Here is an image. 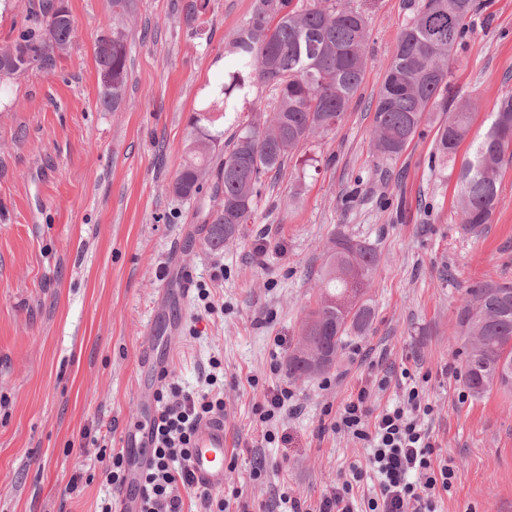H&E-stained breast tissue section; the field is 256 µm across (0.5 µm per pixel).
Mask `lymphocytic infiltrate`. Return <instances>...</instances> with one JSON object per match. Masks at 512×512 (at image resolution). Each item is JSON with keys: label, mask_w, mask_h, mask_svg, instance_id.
<instances>
[{"label": "lymphocytic infiltrate", "mask_w": 512, "mask_h": 512, "mask_svg": "<svg viewBox=\"0 0 512 512\" xmlns=\"http://www.w3.org/2000/svg\"><path fill=\"white\" fill-rule=\"evenodd\" d=\"M293 393L285 387L264 392L255 414L267 442L276 439L278 421L292 408ZM159 409L150 430L151 458L139 486L141 512H184L178 486L192 483L188 459L198 424L224 415V400L169 384L157 393ZM434 407L425 389L410 381L399 401L375 413L365 393L351 397L333 423L337 434L364 445L366 467L350 466L316 503L280 495V512H355V495L366 472H373L378 489L367 512H437L440 492L449 491L454 469L443 458L436 440L424 427Z\"/></svg>", "instance_id": "obj_1"}]
</instances>
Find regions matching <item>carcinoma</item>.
I'll return each instance as SVG.
<instances>
[{"mask_svg":"<svg viewBox=\"0 0 512 512\" xmlns=\"http://www.w3.org/2000/svg\"><path fill=\"white\" fill-rule=\"evenodd\" d=\"M211 0H185L186 23L196 24ZM475 0H417L386 63L375 102L374 148L383 158L400 155L427 112L448 113L437 153L453 159L471 126L472 103L448 100L455 51L472 30ZM62 7L46 0L27 16L10 43L0 45L10 81L34 64L51 65L72 42L60 19ZM136 0H112V24L95 42L100 103L117 111L125 99L129 24ZM368 17L357 0H254L249 16L227 46L230 69L216 92L202 101L192 122L185 160L171 185L183 199H208V236L213 246L233 238L257 209L269 174L316 135L339 124L361 87L367 67ZM272 92L273 106L243 122L239 101L257 89ZM236 125L216 170L210 162L223 139L216 120ZM512 162V92L501 97L491 124L463 159L459 206L467 233L480 234L498 204V173ZM379 255L372 245L338 232L330 238L318 274L316 305L299 330L288 358V376L313 377L335 366L354 334H366L375 312L367 298ZM463 341L466 384L475 395L498 387L512 391V283L485 280L466 289L456 312Z\"/></svg>","mask_w":512,"mask_h":512,"instance_id":"cac0c4a2","label":"carcinoma"}]
</instances>
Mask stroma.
Returning <instances> with one entry per match:
<instances>
[{
    "instance_id": "1",
    "label": "stroma",
    "mask_w": 512,
    "mask_h": 512,
    "mask_svg": "<svg viewBox=\"0 0 512 512\" xmlns=\"http://www.w3.org/2000/svg\"><path fill=\"white\" fill-rule=\"evenodd\" d=\"M181 3L138 0L118 111L100 104L94 59L112 22L110 0H65L74 23L68 53L51 68L31 66L12 82L9 109L0 108V512H99L116 499L99 447H118L122 429L142 417L132 388L149 341L170 380L189 390H204L210 358L222 361L232 449L224 487L244 489L251 512H267L284 492L317 501L342 469L364 462L365 448L331 423L363 387L371 409L391 404L407 375L425 379L434 412L424 423L455 471L438 512H506L512 393L467 392L455 309L476 282H512V163L479 237L462 229L457 188L460 158L486 132L496 99L512 91V0H476L474 32L456 50L451 84L473 109L454 161L435 155L447 119L439 110L399 156L376 153L374 100L414 0H363L360 90L335 130L310 139L266 182L254 216L219 249L207 243L197 200L169 186L202 92L222 80L224 47L254 0H211L198 33ZM339 231L380 256L369 291L375 320L326 378L295 380L288 354ZM185 269L188 294L159 310L160 284L180 287ZM202 288L214 312L199 305ZM281 384L296 409L269 444L254 406ZM261 455L269 469L259 483L250 474Z\"/></svg>"
}]
</instances>
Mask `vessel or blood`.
<instances>
[{
    "mask_svg": "<svg viewBox=\"0 0 512 512\" xmlns=\"http://www.w3.org/2000/svg\"><path fill=\"white\" fill-rule=\"evenodd\" d=\"M149 428L136 425L125 431L122 445L126 450L127 488L119 494L118 512H140V499L132 495L133 487L139 486L142 474L150 460ZM231 461V453L224 436V422L207 419L199 423L194 437V448L188 462L196 486L220 489Z\"/></svg>",
    "mask_w": 512,
    "mask_h": 512,
    "instance_id": "vessel-or-blood-1",
    "label": "vessel or blood"
}]
</instances>
